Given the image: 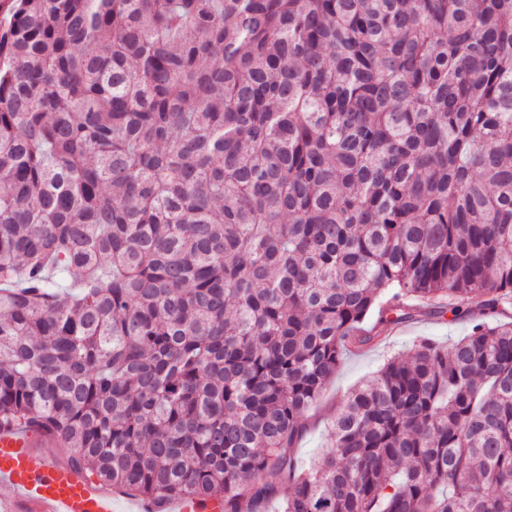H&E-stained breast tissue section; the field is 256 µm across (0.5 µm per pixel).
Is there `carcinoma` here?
<instances>
[{
  "label": "carcinoma",
  "instance_id": "cac0c4a2",
  "mask_svg": "<svg viewBox=\"0 0 512 512\" xmlns=\"http://www.w3.org/2000/svg\"><path fill=\"white\" fill-rule=\"evenodd\" d=\"M2 12L0 429L267 512L343 356L450 312L281 512H512V0Z\"/></svg>",
  "mask_w": 512,
  "mask_h": 512
}]
</instances>
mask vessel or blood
Wrapping results in <instances>:
<instances>
[{
	"label": "vessel or blood",
	"instance_id": "vessel-or-blood-1",
	"mask_svg": "<svg viewBox=\"0 0 512 512\" xmlns=\"http://www.w3.org/2000/svg\"><path fill=\"white\" fill-rule=\"evenodd\" d=\"M0 485L12 494L0 512H114L110 494L76 469L36 462L32 443L14 430H0Z\"/></svg>",
	"mask_w": 512,
	"mask_h": 512
}]
</instances>
